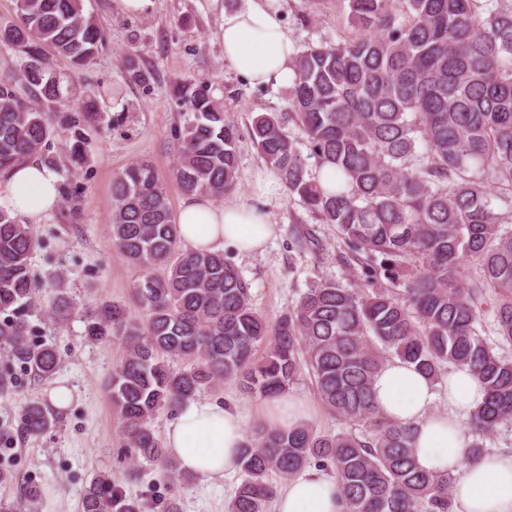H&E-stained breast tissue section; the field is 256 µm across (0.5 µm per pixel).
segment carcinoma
<instances>
[{
	"label": "carcinoma",
	"instance_id": "cac0c4a2",
	"mask_svg": "<svg viewBox=\"0 0 512 512\" xmlns=\"http://www.w3.org/2000/svg\"><path fill=\"white\" fill-rule=\"evenodd\" d=\"M349 9L356 33L297 54L287 105L255 117L250 136L288 195L336 225L362 287L321 281L271 324L224 253L181 249L152 165L131 163L112 181V244L145 270L133 287L144 319L105 303L89 315L85 333L126 345L109 383L125 457L180 480L152 421L225 380L273 401L306 370L324 407L363 427L326 434L307 422L253 424L225 512H268L271 476L289 480L311 465L336 478L342 512H453L456 475L423 470L413 447L417 427L383 419L371 402L375 376L396 358L434 382L447 367H467L482 380L484 404L467 422L470 458L484 454V437L512 424V359L495 351L512 345V229L491 193H512V0H349ZM103 41L83 0H16V18L0 22V44L23 58L17 74L0 78L1 174L37 155L54 167L55 123L71 133V160L84 161L96 104L51 115L36 104L61 97L52 58L82 69ZM18 82L29 98L17 93ZM174 92L188 108L172 132L179 190L211 198L234 191L239 133L224 102L191 84ZM291 124L303 131L307 152ZM324 168L336 173V186L320 184ZM37 246L30 225L0 210V393L18 384L20 371L40 381L57 372L54 346L32 339L29 316L41 310L42 294L55 321L78 309L63 274L43 283L32 273ZM473 261L482 269L477 280L467 272ZM487 312L492 343L477 329ZM174 359L191 366L176 369ZM56 424L36 398L21 409L28 435ZM42 507L34 482L0 499V512ZM82 512L147 510L100 473Z\"/></svg>",
	"mask_w": 512,
	"mask_h": 512
}]
</instances>
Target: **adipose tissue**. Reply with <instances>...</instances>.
I'll return each instance as SVG.
<instances>
[{"label":"adipose tissue","mask_w":512,"mask_h":512,"mask_svg":"<svg viewBox=\"0 0 512 512\" xmlns=\"http://www.w3.org/2000/svg\"><path fill=\"white\" fill-rule=\"evenodd\" d=\"M224 60L254 84L291 83L295 47L267 0H248L226 15L220 32ZM57 173L29 160L7 175L0 208L36 221L58 204ZM183 241L194 251L217 252L230 246L241 254L264 248L275 227L266 211L242 203L212 206L191 197L177 217ZM443 412H432L437 396L431 381L415 365L394 360L375 377L372 397L381 417L418 427L414 446L421 468L452 472L458 480L454 502L460 512H512V452L469 458L466 422L483 402L480 379L455 369L443 382ZM245 441V422L231 408L204 399L186 402L166 434V445L182 471L214 480L234 471ZM277 512H340L334 479L310 473L293 479L277 497Z\"/></svg>","instance_id":"ef3b65f1"}]
</instances>
